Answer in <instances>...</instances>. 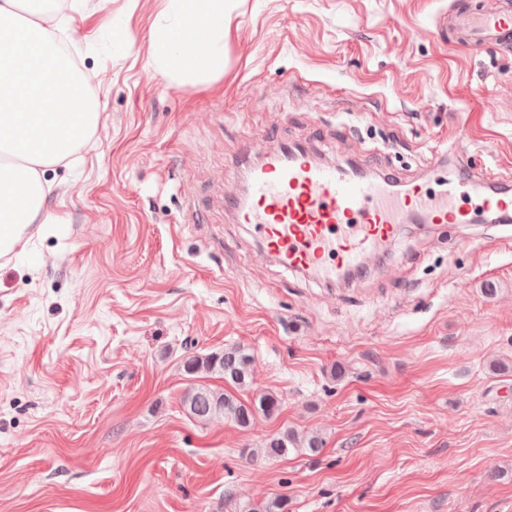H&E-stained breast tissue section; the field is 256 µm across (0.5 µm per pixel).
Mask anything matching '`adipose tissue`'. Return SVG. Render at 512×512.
<instances>
[{"mask_svg":"<svg viewBox=\"0 0 512 512\" xmlns=\"http://www.w3.org/2000/svg\"><path fill=\"white\" fill-rule=\"evenodd\" d=\"M224 0H165L150 34V59L171 78L209 77L224 70ZM57 10L43 0H0V258L33 224L56 218L46 206L50 166L70 158L93 133L97 104L77 63L61 53ZM204 40L189 57L186 44Z\"/></svg>","mask_w":512,"mask_h":512,"instance_id":"adipose-tissue-1","label":"adipose tissue"}]
</instances>
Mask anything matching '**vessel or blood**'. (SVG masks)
Here are the masks:
<instances>
[{
	"label": "vessel or blood",
	"mask_w": 512,
	"mask_h": 512,
	"mask_svg": "<svg viewBox=\"0 0 512 512\" xmlns=\"http://www.w3.org/2000/svg\"><path fill=\"white\" fill-rule=\"evenodd\" d=\"M463 45L512 41V12L473 9L455 14ZM259 161L245 174L233 216L249 225L285 269L323 281L341 279L392 240L403 224H468L477 214L512 216V195L493 182L476 183L449 167L437 189L418 182L396 190L388 175L368 176L317 162L302 149L271 151L250 145Z\"/></svg>",
	"instance_id": "vessel-or-blood-1"
}]
</instances>
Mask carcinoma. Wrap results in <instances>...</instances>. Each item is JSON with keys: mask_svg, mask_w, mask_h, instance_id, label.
<instances>
[{"mask_svg": "<svg viewBox=\"0 0 512 512\" xmlns=\"http://www.w3.org/2000/svg\"><path fill=\"white\" fill-rule=\"evenodd\" d=\"M252 356L237 345L228 346L220 352L204 357L192 355L183 362L185 373L189 375L211 374L224 379V383L234 387L247 386L250 377ZM182 403L187 413L201 421L222 416L241 427H248L259 413L271 418L281 407L280 399L265 393L246 404L223 389H214L205 384L190 387L184 394ZM323 448V439L311 434L300 440L288 430L266 436L256 453L267 459L285 458L290 450L303 449L311 455Z\"/></svg>", "mask_w": 512, "mask_h": 512, "instance_id": "1", "label": "carcinoma"}]
</instances>
